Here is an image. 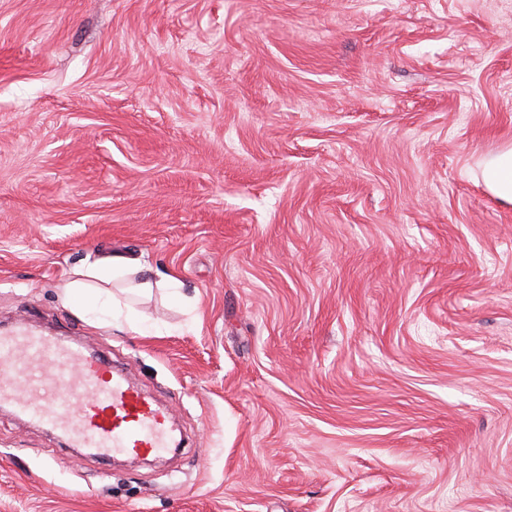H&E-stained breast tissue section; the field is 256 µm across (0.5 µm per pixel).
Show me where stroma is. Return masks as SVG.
<instances>
[{
	"mask_svg": "<svg viewBox=\"0 0 512 512\" xmlns=\"http://www.w3.org/2000/svg\"><path fill=\"white\" fill-rule=\"evenodd\" d=\"M511 145L512 0H0V331L182 439L0 408V512H512ZM115 255L177 294L67 297ZM482 179L492 196L512 203V147L484 160ZM0 360L28 377L20 396L0 379V406L55 430L71 448L103 458L160 454L172 448L170 411L99 355L63 336L14 328L0 336Z\"/></svg>",
	"mask_w": 512,
	"mask_h": 512,
	"instance_id": "35a3bbf8",
	"label": "stroma"
}]
</instances>
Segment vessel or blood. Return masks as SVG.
Listing matches in <instances>:
<instances>
[{
  "label": "vessel or blood",
  "instance_id": "1",
  "mask_svg": "<svg viewBox=\"0 0 512 512\" xmlns=\"http://www.w3.org/2000/svg\"><path fill=\"white\" fill-rule=\"evenodd\" d=\"M0 360L29 385L21 396L0 382V406L50 426L67 446L104 458L170 451V411L82 345L19 327L0 335Z\"/></svg>",
  "mask_w": 512,
  "mask_h": 512
}]
</instances>
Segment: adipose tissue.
<instances>
[{"mask_svg":"<svg viewBox=\"0 0 512 512\" xmlns=\"http://www.w3.org/2000/svg\"><path fill=\"white\" fill-rule=\"evenodd\" d=\"M482 179L486 190L494 197L512 203V147L487 158L483 162ZM140 261L126 258L100 260L78 270L75 279L67 285L68 295L81 294L91 307H113L112 293L106 282L143 272Z\"/></svg>","mask_w":512,"mask_h":512,"instance_id":"adipose-tissue-1","label":"adipose tissue"}]
</instances>
